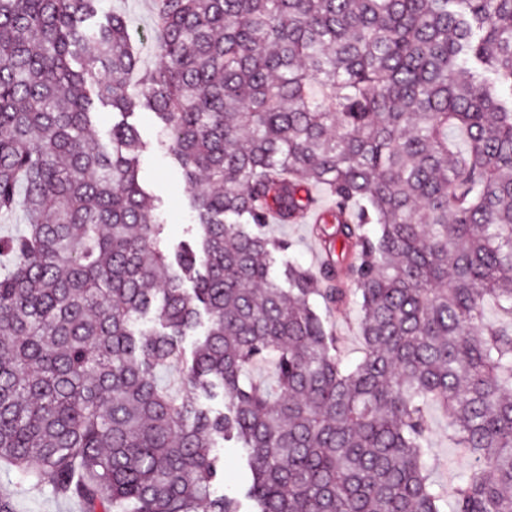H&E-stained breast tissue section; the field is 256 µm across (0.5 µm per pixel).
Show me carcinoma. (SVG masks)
Masks as SVG:
<instances>
[{
    "label": "carcinoma",
    "instance_id": "carcinoma-1",
    "mask_svg": "<svg viewBox=\"0 0 512 512\" xmlns=\"http://www.w3.org/2000/svg\"><path fill=\"white\" fill-rule=\"evenodd\" d=\"M97 2L0 0V216L26 220L0 234V462L83 512H240L214 492L234 440L253 512H512V0H156L137 92ZM139 96L193 189L173 256L138 130L94 132V101ZM310 184L334 207L309 269L263 227ZM431 405L475 463L449 500ZM330 327L333 334L339 338L343 364L348 367L355 365L362 356L363 348L356 306L351 305L344 313L333 315L330 319Z\"/></svg>",
    "mask_w": 512,
    "mask_h": 512
}]
</instances>
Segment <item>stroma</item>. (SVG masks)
<instances>
[{"instance_id": "1", "label": "stroma", "mask_w": 512, "mask_h": 512, "mask_svg": "<svg viewBox=\"0 0 512 512\" xmlns=\"http://www.w3.org/2000/svg\"><path fill=\"white\" fill-rule=\"evenodd\" d=\"M115 13L125 16L135 44L141 53L142 69L155 67L157 59L152 49L156 33L155 0H101L97 22H105ZM134 124L144 143L138 155L140 180L145 190L153 196L157 213L164 226L163 243L174 247L196 233L191 205L192 188L184 181L181 168L167 146L164 127L150 109L140 107L128 118ZM267 233L275 238L288 240V255L297 265L313 267L321 256L313 236L309 219L293 224H282L270 219ZM330 327L339 339L343 363L355 365L362 356V338L359 333L356 306H349L344 313L332 316ZM432 430L431 456L435 459L434 478L443 488H450L455 479L469 471V458L448 441V426L436 411L429 410ZM224 460V480L216 488L217 493L229 497H242L246 474V452L239 444L229 441L219 450ZM9 489L15 495L17 512H80L76 500L56 495L50 482L35 486L6 464L0 463V489Z\"/></svg>"}]
</instances>
